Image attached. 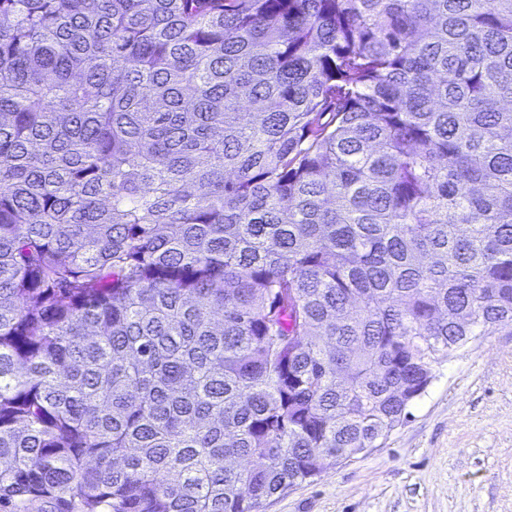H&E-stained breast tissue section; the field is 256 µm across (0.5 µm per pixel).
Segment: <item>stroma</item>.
Here are the masks:
<instances>
[{
  "mask_svg": "<svg viewBox=\"0 0 512 512\" xmlns=\"http://www.w3.org/2000/svg\"><path fill=\"white\" fill-rule=\"evenodd\" d=\"M263 512H512V330L435 360L388 436Z\"/></svg>",
  "mask_w": 512,
  "mask_h": 512,
  "instance_id": "stroma-1",
  "label": "stroma"
}]
</instances>
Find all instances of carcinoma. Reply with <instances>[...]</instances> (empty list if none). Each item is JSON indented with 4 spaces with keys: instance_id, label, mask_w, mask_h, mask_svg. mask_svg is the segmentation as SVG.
Listing matches in <instances>:
<instances>
[{
    "instance_id": "obj_1",
    "label": "carcinoma",
    "mask_w": 512,
    "mask_h": 512,
    "mask_svg": "<svg viewBox=\"0 0 512 512\" xmlns=\"http://www.w3.org/2000/svg\"><path fill=\"white\" fill-rule=\"evenodd\" d=\"M512 329V0H0V508L262 512Z\"/></svg>"
}]
</instances>
